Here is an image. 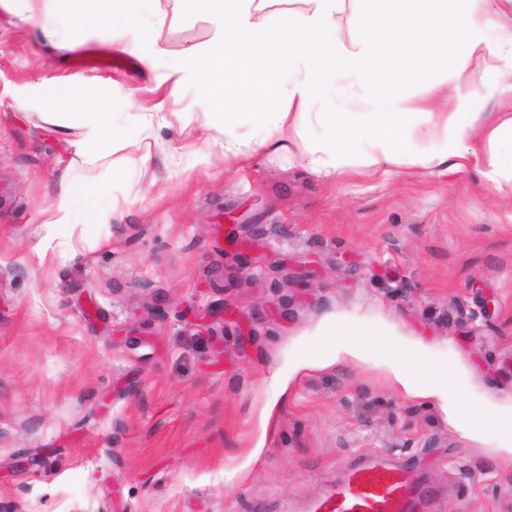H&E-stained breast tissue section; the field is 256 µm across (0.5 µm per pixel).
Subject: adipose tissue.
<instances>
[{
    "label": "adipose tissue",
    "mask_w": 512,
    "mask_h": 512,
    "mask_svg": "<svg viewBox=\"0 0 512 512\" xmlns=\"http://www.w3.org/2000/svg\"><path fill=\"white\" fill-rule=\"evenodd\" d=\"M217 2V46L188 51L171 69V77L179 82L192 79L207 95L218 83L227 91L244 80L273 85L275 108L261 100L253 108L259 148L272 144L286 125L309 118L317 105L330 99L365 100L368 107L363 111L321 113L328 133L313 164L328 174L346 173L360 151L368 166L377 170L397 163L425 166L461 155L473 128L469 98L457 97L446 112L431 103L415 107L402 94H384L387 75L428 76L452 59L484 64L493 81L512 71V50H503L504 44L512 46V30L493 15L473 19L465 10L449 7V0H393L376 20L361 21L356 39L349 43L336 28L346 0H311L309 13L271 22L256 19V0ZM417 112L434 120L433 144L427 151L405 137L409 119ZM483 137L488 146L483 175L494 182L512 173V116L487 126ZM100 194L95 185L76 197L69 187H62L51 210L54 223L71 224L78 212L95 211ZM392 368L407 393L441 401L452 426L476 433L478 418L463 409L447 370L425 374L401 355L395 356Z\"/></svg>",
    "instance_id": "ef3b65f1"
}]
</instances>
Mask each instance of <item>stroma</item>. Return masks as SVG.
<instances>
[{"instance_id": "35a3bbf8", "label": "stroma", "mask_w": 512, "mask_h": 512, "mask_svg": "<svg viewBox=\"0 0 512 512\" xmlns=\"http://www.w3.org/2000/svg\"><path fill=\"white\" fill-rule=\"evenodd\" d=\"M83 9L0 0V512H304L370 455L424 477L432 512H512L492 423L512 418V179L485 181L472 136L443 164L324 176L319 119L285 150L258 149L252 91L228 125L196 83L165 81L215 43L207 0H152L128 22L95 8L130 45L156 26L151 70L76 26ZM47 16L62 41L44 37ZM388 86L512 110L473 62L440 88L405 73ZM80 92L111 139L86 144L76 121L40 110ZM89 184L111 223H51L61 186ZM380 320L389 336L359 356L325 334ZM397 352L448 369L489 425L466 436L407 394ZM35 453L42 464L16 467Z\"/></svg>"}]
</instances>
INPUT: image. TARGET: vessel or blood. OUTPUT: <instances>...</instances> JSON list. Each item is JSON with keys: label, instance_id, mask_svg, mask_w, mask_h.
<instances>
[{"label": "vessel or blood", "instance_id": "obj_1", "mask_svg": "<svg viewBox=\"0 0 512 512\" xmlns=\"http://www.w3.org/2000/svg\"><path fill=\"white\" fill-rule=\"evenodd\" d=\"M307 512H430L421 483L377 458L362 461L307 508Z\"/></svg>", "mask_w": 512, "mask_h": 512}]
</instances>
